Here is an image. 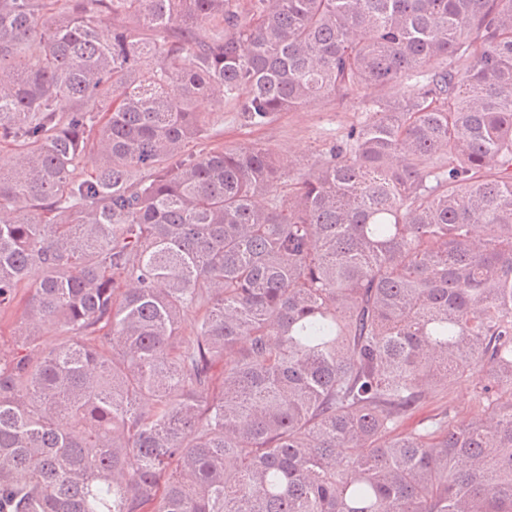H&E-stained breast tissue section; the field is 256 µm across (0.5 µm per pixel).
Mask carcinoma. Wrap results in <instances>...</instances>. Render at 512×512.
<instances>
[{"label":"carcinoma","mask_w":512,"mask_h":512,"mask_svg":"<svg viewBox=\"0 0 512 512\" xmlns=\"http://www.w3.org/2000/svg\"><path fill=\"white\" fill-rule=\"evenodd\" d=\"M61 8L0 0V512H512V0ZM204 97L365 117L282 194ZM25 303L2 315L0 313V344L12 347L16 338L26 333L27 313ZM448 404L456 408L458 423L468 421L472 416L483 413L482 408L472 401L469 385L451 376L448 377V389L429 396L407 425H415L418 421L435 415L447 407Z\"/></svg>","instance_id":"cac0c4a2"}]
</instances>
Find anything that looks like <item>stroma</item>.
<instances>
[{"label":"stroma","mask_w":512,"mask_h":512,"mask_svg":"<svg viewBox=\"0 0 512 512\" xmlns=\"http://www.w3.org/2000/svg\"><path fill=\"white\" fill-rule=\"evenodd\" d=\"M198 107L210 113V127L203 137L186 145V154L197 155L229 146L266 148L295 159L300 172L319 165L330 147L344 138L349 126L363 118V104L358 99L341 104L320 99L304 109L279 113L269 123L259 126L250 124L241 113L221 103L203 99ZM450 405L456 408L461 422L482 412L473 402L468 384L452 377L447 389L427 398L415 418L426 419Z\"/></svg>","instance_id":"35a3bbf8"}]
</instances>
